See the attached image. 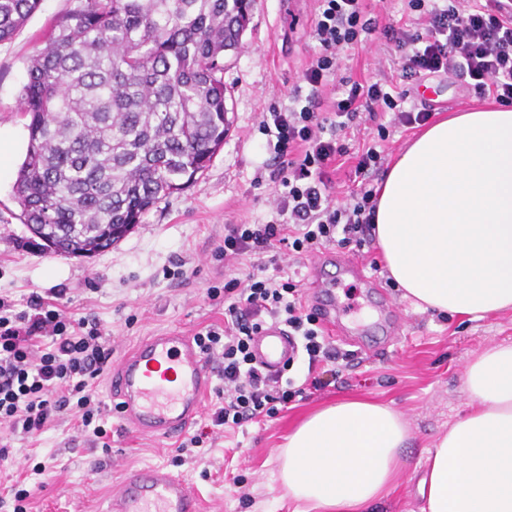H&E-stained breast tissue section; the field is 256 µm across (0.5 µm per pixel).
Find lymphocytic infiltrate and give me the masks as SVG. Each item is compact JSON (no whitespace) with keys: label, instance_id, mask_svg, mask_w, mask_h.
I'll use <instances>...</instances> for the list:
<instances>
[{"label":"lymphocytic infiltrate","instance_id":"1","mask_svg":"<svg viewBox=\"0 0 512 512\" xmlns=\"http://www.w3.org/2000/svg\"><path fill=\"white\" fill-rule=\"evenodd\" d=\"M310 33L318 45L303 71L301 87L284 107L261 113L259 127L272 154L274 217L262 224H228L218 255L224 261L259 257L254 273L240 278L224 271L223 287L208 297L224 309L223 327L205 326L194 340L206 358L221 366L222 387L209 414L210 428L187 441L196 448L213 430L231 431L274 417L306 391L323 388L326 366L342 354L325 336L320 316L305 311L300 284L281 256H307L319 246L362 247L372 239L376 202L360 188L341 205L331 199L330 167L348 149L340 134L361 113H391L392 125H422L431 112L393 96L385 82H337L340 55L361 34L381 31L403 76L456 74L475 90L512 104V10L502 0H408L416 18L410 28L380 26L363 0H316ZM277 322L296 336L308 360L301 385L283 373L269 374L254 362L251 341ZM112 348L94 319L68 317L53 297L32 296L15 311L0 296V424L33 435L57 414L77 410L83 432L109 445L111 433L92 387L107 371Z\"/></svg>","mask_w":512,"mask_h":512}]
</instances>
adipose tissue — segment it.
<instances>
[{"instance_id": "ef3b65f1", "label": "adipose tissue", "mask_w": 512, "mask_h": 512, "mask_svg": "<svg viewBox=\"0 0 512 512\" xmlns=\"http://www.w3.org/2000/svg\"><path fill=\"white\" fill-rule=\"evenodd\" d=\"M376 198L382 257L417 308L474 318L512 309V105L434 122ZM464 386L470 410L429 452L421 512H512V344L472 360ZM408 440L391 407L340 399L288 435L280 480L303 512H371Z\"/></svg>"}]
</instances>
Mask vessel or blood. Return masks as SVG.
I'll list each match as a JSON object with an SVG mask.
<instances>
[{"mask_svg": "<svg viewBox=\"0 0 512 512\" xmlns=\"http://www.w3.org/2000/svg\"><path fill=\"white\" fill-rule=\"evenodd\" d=\"M363 276L362 263L350 258L320 255L307 276L318 290L321 320L337 326L336 299L330 285L331 269ZM258 364L274 372L296 351V343L281 325H266L253 338ZM215 368L186 332H164L139 343L113 369L111 388L119 399L125 429L143 436L183 437L202 410ZM105 512H198L190 482L161 466L124 473L107 501Z\"/></svg>", "mask_w": 512, "mask_h": 512, "instance_id": "1", "label": "vessel or blood"}]
</instances>
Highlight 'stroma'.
<instances>
[{"instance_id": "1", "label": "stroma", "mask_w": 512, "mask_h": 512, "mask_svg": "<svg viewBox=\"0 0 512 512\" xmlns=\"http://www.w3.org/2000/svg\"><path fill=\"white\" fill-rule=\"evenodd\" d=\"M75 0H42L9 42L0 44V131L10 138L8 172L0 174V293L21 311L31 295L61 292L63 309L75 318L97 319L110 336L113 362L155 332H197L223 324L221 310L207 297L223 286L224 264L215 251L228 224H259L272 216L274 186L257 180L267 159L266 137L258 128L261 112L284 106L302 80L315 49L309 33L314 0H255L241 47L224 70L232 127L210 166L183 191L161 200L122 239L92 257L53 254L20 219L13 186L25 157L27 117L20 92L27 64L52 20ZM339 77L350 81L384 79L410 100L424 98L435 113L466 112L482 105L478 92L455 75L409 80L392 64L380 32L363 36L347 51ZM394 128L380 140L377 125L366 122L357 134H344L348 154L334 175L336 203H344L360 183L377 186L380 170L355 172L357 154L379 144L387 166L415 137ZM378 288L346 274L337 275L339 319L349 342L345 364L323 390L292 402L274 419L250 423L235 434L184 453L173 464L177 443L126 431L115 409L108 377L93 386L108 427L110 448L94 445L77 429V411L57 416L47 431L29 437L0 429L11 446L0 461V512H13L10 493L23 482L32 495L27 512H104L106 495L127 467L162 465L183 475L197 490L202 512H296L277 478L281 448L298 423L314 410L342 397H358L395 409L409 428L395 487L383 512H419L417 483L427 451L449 425L468 411L463 375L467 363L489 348L512 343V310L484 319L417 310L380 271Z\"/></svg>"}]
</instances>
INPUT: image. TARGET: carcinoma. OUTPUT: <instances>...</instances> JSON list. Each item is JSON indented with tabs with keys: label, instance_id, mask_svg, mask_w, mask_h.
Returning a JSON list of instances; mask_svg holds the SVG:
<instances>
[{
	"label": "carcinoma",
	"instance_id": "obj_1",
	"mask_svg": "<svg viewBox=\"0 0 512 512\" xmlns=\"http://www.w3.org/2000/svg\"><path fill=\"white\" fill-rule=\"evenodd\" d=\"M42 0H0V42ZM252 0H78L30 57L29 117L15 195L53 251L112 246L182 191L230 130L224 54L241 45Z\"/></svg>",
	"mask_w": 512,
	"mask_h": 512
}]
</instances>
